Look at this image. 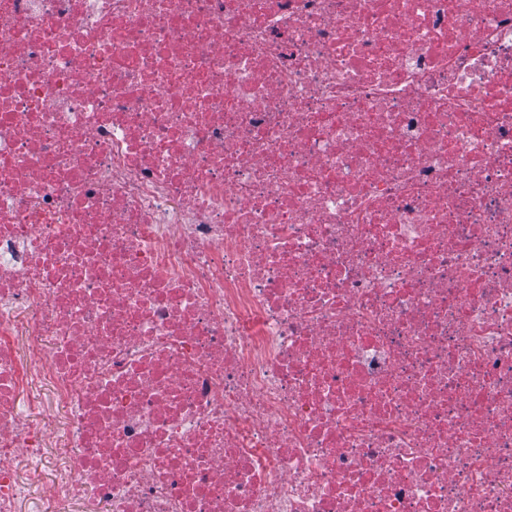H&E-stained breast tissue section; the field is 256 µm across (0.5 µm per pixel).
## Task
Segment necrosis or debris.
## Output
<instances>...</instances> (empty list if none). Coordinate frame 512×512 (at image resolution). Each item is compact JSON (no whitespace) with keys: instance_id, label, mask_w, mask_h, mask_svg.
<instances>
[{"instance_id":"1","label":"necrosis or debris","mask_w":512,"mask_h":512,"mask_svg":"<svg viewBox=\"0 0 512 512\" xmlns=\"http://www.w3.org/2000/svg\"><path fill=\"white\" fill-rule=\"evenodd\" d=\"M24 502L512 512V0H0Z\"/></svg>"}]
</instances>
